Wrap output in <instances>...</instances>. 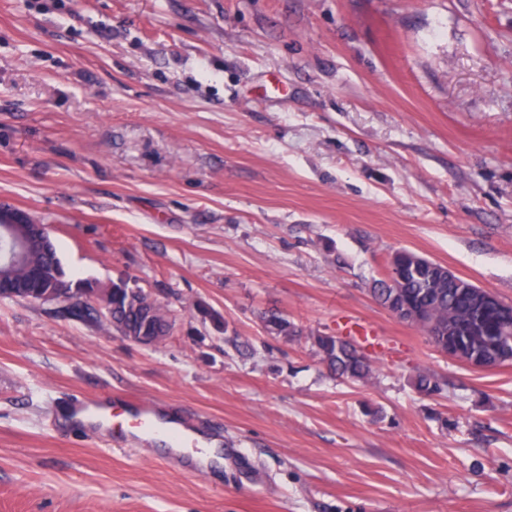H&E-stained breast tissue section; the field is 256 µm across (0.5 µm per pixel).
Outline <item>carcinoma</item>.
<instances>
[{
    "instance_id": "1",
    "label": "carcinoma",
    "mask_w": 512,
    "mask_h": 512,
    "mask_svg": "<svg viewBox=\"0 0 512 512\" xmlns=\"http://www.w3.org/2000/svg\"><path fill=\"white\" fill-rule=\"evenodd\" d=\"M410 251H393L384 264L383 278L375 281L372 292L384 307L395 304L423 306L435 321L433 344L442 352L453 348L454 358L467 364H481L486 360L512 359V305L506 309H491L479 322L473 323L470 335L459 336L457 329L468 323L479 294V287L459 277L442 285L435 281L437 265L426 264L411 269ZM13 281L20 288L17 298L40 289L71 300L60 313L67 319L97 323L95 309L86 295L98 291L97 284L70 279L58 256L53 242L32 245L23 264L0 269V275ZM150 306L145 293L129 292L126 280L112 282L113 318L127 329L138 332L142 328V309ZM270 331L285 339L299 335L287 317L271 313L266 317ZM318 352L328 369L338 378L366 382L373 375L371 361L360 352L354 341L344 336L318 335L313 337ZM415 390L425 396L438 395L444 383L435 375L418 372L413 379Z\"/></svg>"
}]
</instances>
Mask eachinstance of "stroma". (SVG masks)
Masks as SVG:
<instances>
[{
  "label": "stroma",
  "instance_id": "obj_1",
  "mask_svg": "<svg viewBox=\"0 0 512 512\" xmlns=\"http://www.w3.org/2000/svg\"><path fill=\"white\" fill-rule=\"evenodd\" d=\"M2 204L175 322L148 347L0 298V512H512V362L370 291L405 248L512 304V0H0ZM346 317L365 383L313 342ZM76 392L178 411L223 470L98 445Z\"/></svg>",
  "mask_w": 512,
  "mask_h": 512
}]
</instances>
